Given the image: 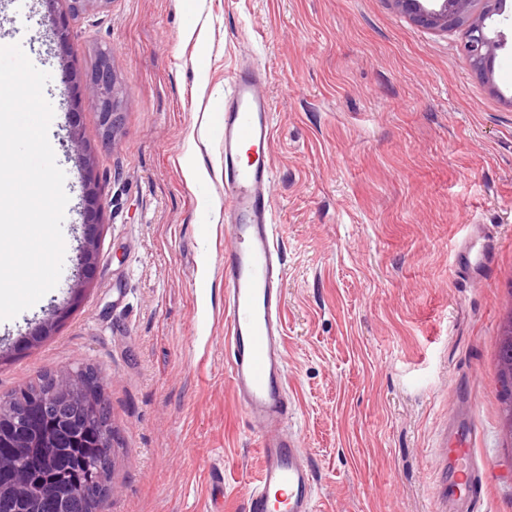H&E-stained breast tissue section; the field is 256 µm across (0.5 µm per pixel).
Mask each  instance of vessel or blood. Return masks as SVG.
I'll use <instances>...</instances> for the list:
<instances>
[{
  "label": "vessel or blood",
  "mask_w": 512,
  "mask_h": 512,
  "mask_svg": "<svg viewBox=\"0 0 512 512\" xmlns=\"http://www.w3.org/2000/svg\"><path fill=\"white\" fill-rule=\"evenodd\" d=\"M265 74L243 69L212 114L224 141V214L229 246L224 264V351L232 389L259 437L261 467L244 512H314L315 483L296 436L280 431L291 412L282 351V267L271 206L274 125ZM494 243H464L458 270L477 280L492 264ZM445 428L436 456L442 483L437 512H478L481 496L472 447L471 397Z\"/></svg>",
  "instance_id": "1"
}]
</instances>
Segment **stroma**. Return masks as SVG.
<instances>
[{
    "mask_svg": "<svg viewBox=\"0 0 512 512\" xmlns=\"http://www.w3.org/2000/svg\"><path fill=\"white\" fill-rule=\"evenodd\" d=\"M63 9L0 0V37L51 75L48 137L69 197L56 288L0 320V400L91 367L114 432L107 512H242L259 440L227 378L224 145L210 114L253 63L268 70L275 126L289 425L317 512H434L458 384L474 401L480 512H512L496 383L512 311V54L482 77L465 27L416 24L394 0H112L72 21L61 57L40 19ZM106 48L126 95L107 143L80 99ZM73 127L102 203L98 261L74 305ZM482 224L497 237L492 273L454 275ZM55 305L66 318L39 336Z\"/></svg>",
    "mask_w": 512,
    "mask_h": 512,
    "instance_id": "obj_1",
    "label": "stroma"
}]
</instances>
